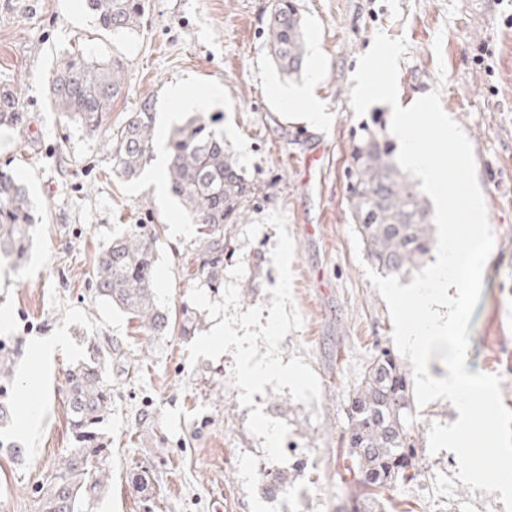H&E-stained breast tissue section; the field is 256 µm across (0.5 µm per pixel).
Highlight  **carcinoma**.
I'll list each match as a JSON object with an SVG mask.
<instances>
[{
  "label": "carcinoma",
  "mask_w": 512,
  "mask_h": 512,
  "mask_svg": "<svg viewBox=\"0 0 512 512\" xmlns=\"http://www.w3.org/2000/svg\"><path fill=\"white\" fill-rule=\"evenodd\" d=\"M101 28L114 33L136 30L146 0H85ZM271 56L281 72L300 73L305 65L304 22L296 0H273L267 28ZM125 88L119 57L71 54L48 80L55 110L88 133L105 128L112 105ZM15 91H0V128L22 122ZM212 116L200 113L176 127L168 138V190L195 224L196 260L206 285L217 287L224 266V226L241 224L255 198L224 135ZM153 113L130 112L108 129L112 172L128 179L140 174L151 156ZM350 215L372 266L398 277L427 262L434 246V226L418 186L392 159L387 136L368 132L353 147ZM35 210L23 184L0 172V263L22 266L30 244ZM156 224H130L98 254L92 270L97 295L136 321L149 336L177 332L190 336L200 320L188 311L172 317L157 297L154 245ZM104 353L93 345L67 373L70 448L52 466L41 486L35 512H93L108 491L111 441L105 428L112 408ZM348 427L342 438L350 480L346 500L355 512H386L385 503L401 496L419 475L415 448V407L406 370L394 352L382 348L366 367L348 404ZM288 474L276 472L265 492L288 491Z\"/></svg>",
  "instance_id": "obj_1"
}]
</instances>
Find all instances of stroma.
Here are the masks:
<instances>
[{
    "mask_svg": "<svg viewBox=\"0 0 512 512\" xmlns=\"http://www.w3.org/2000/svg\"><path fill=\"white\" fill-rule=\"evenodd\" d=\"M306 24V66L287 76L267 48L271 0H149L138 29L101 28L83 0H0V85L15 88L23 123L0 130V169L25 182L40 217L22 268L0 264V355L14 379L0 387L12 413L0 427V512H35L37 488L70 446L66 373L87 342L105 354L112 386V480L97 512H143L136 490L149 481L153 512H336L344 499L338 441L347 405L380 348L393 346L386 302L367 279L351 238L346 172L365 130L389 129L392 111L373 104L364 116L350 106L352 77L377 31L406 38L399 60L398 102L407 107L439 91L443 110L469 138L495 248L481 298L469 323L466 368L502 379L512 409V0H297ZM121 57L125 91L109 117L150 107L155 141L164 143L185 113L169 86L189 80L217 88L209 107L222 114L224 145L259 187L249 221L286 215L294 245L292 293L304 319L280 343L283 361L303 357L321 382L319 403L290 393L254 395L267 416L287 422L284 442L295 472L286 495L262 486L270 463L247 426L231 383L232 354L190 362L187 336H150L96 296L89 281L97 254L130 224H155L160 303L189 304L199 285L196 233L173 200L158 193L150 171L116 177L104 134L90 135L51 106L47 81L64 57ZM308 86L327 120L303 121L285 89ZM315 233H308L307 225ZM230 225L223 282L244 263L241 306L270 304L278 281L272 264L277 232L253 240ZM60 336L63 344L39 366L33 347ZM33 396L34 429L21 406ZM438 399L416 412L422 476L402 495L415 512H505L498 494L459 479L450 451L430 453L432 425L456 421Z\"/></svg>",
    "mask_w": 512,
    "mask_h": 512,
    "instance_id": "1",
    "label": "stroma"
}]
</instances>
